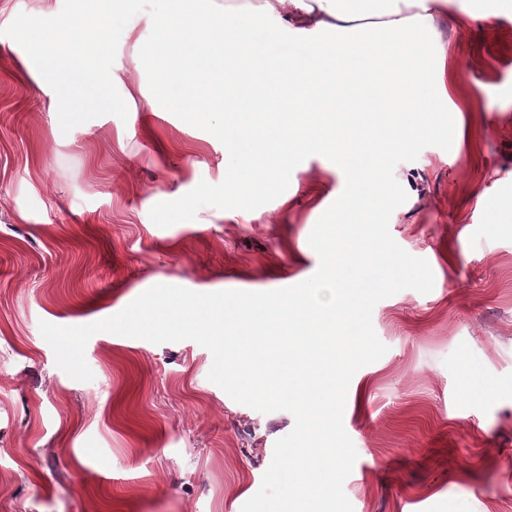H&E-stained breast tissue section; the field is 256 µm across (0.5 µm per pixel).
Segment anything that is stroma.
Masks as SVG:
<instances>
[{
  "mask_svg": "<svg viewBox=\"0 0 512 512\" xmlns=\"http://www.w3.org/2000/svg\"><path fill=\"white\" fill-rule=\"evenodd\" d=\"M73 2L0 0V512H241L291 413L232 400L191 340L96 333L94 378L74 380L39 324L102 320L156 284H298L319 264L311 200L331 205L346 180L302 152L274 189L244 181L225 113L187 122L150 73L136 102L115 84L108 111L69 121L24 61L35 14ZM164 9L131 0L141 43L113 39L118 75L157 47ZM444 39L485 124L478 151L430 146L395 168L407 200L389 231L435 282L373 311L388 350L355 373L343 417L354 512H512V19Z\"/></svg>",
  "mask_w": 512,
  "mask_h": 512,
  "instance_id": "1",
  "label": "stroma"
}]
</instances>
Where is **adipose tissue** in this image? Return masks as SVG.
Instances as JSON below:
<instances>
[{"instance_id":"ef3b65f1","label":"adipose tissue","mask_w":512,"mask_h":512,"mask_svg":"<svg viewBox=\"0 0 512 512\" xmlns=\"http://www.w3.org/2000/svg\"><path fill=\"white\" fill-rule=\"evenodd\" d=\"M78 14L38 17V82L70 116L105 111L104 95L121 83L128 100L143 94L137 79H118L111 65L112 33L126 22L128 0H81ZM166 0L163 39L173 51L148 54L140 66L163 75L175 111L191 121L214 112L260 116L280 144L276 166L261 174L274 186L294 154L348 159L347 193L336 210L358 223L364 189L386 155L408 150L433 129L443 103L464 92L461 67L442 38L447 24L466 31L474 21L512 17V0H484L473 12L464 0ZM332 35L333 49L314 45ZM221 133L236 157L264 154L266 142L225 122Z\"/></svg>"}]
</instances>
